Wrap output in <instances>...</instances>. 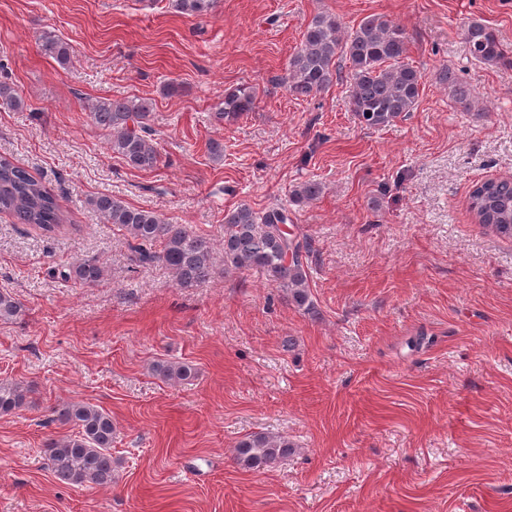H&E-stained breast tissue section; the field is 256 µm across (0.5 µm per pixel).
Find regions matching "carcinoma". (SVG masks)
I'll use <instances>...</instances> for the list:
<instances>
[{
  "mask_svg": "<svg viewBox=\"0 0 512 512\" xmlns=\"http://www.w3.org/2000/svg\"><path fill=\"white\" fill-rule=\"evenodd\" d=\"M216 0H175L185 15H207ZM472 59L484 65L509 62L495 32L484 22L473 20L464 28ZM41 52L61 65L69 62L73 49L66 41L45 34ZM349 63L350 106L359 122L367 128H381L415 109L423 76L407 56L404 30L381 15H370L347 31L333 14L318 13L306 26L299 50L288 60L281 81L297 97L324 92L340 76L338 60ZM440 80L448 83L455 102L471 104V88L445 70ZM256 92L249 86H236L224 93L222 117L237 119L255 108ZM21 100L7 83H0V107L17 108ZM85 109L95 125L109 132L112 154L128 166L140 170L157 167L160 154L154 142L149 116L152 102L144 98H97ZM321 194L316 181L302 184L292 192L295 202L314 200ZM88 205L108 224L125 232L130 240V260L137 266L162 264L182 287H191L205 279L212 268L214 243L184 224H170L148 209L127 205L112 195L100 194L88 199ZM469 209L477 223L503 238H512V180H486L474 185ZM0 212L16 216L22 224H31L52 233L70 222L57 197L8 156H0ZM288 212L273 207L261 213L247 205H238L224 213V269L246 271L263 269L270 280L286 289L288 297L300 307L311 306L308 294V244L288 233ZM104 269L99 260L83 258L62 274L66 281L81 285L100 282ZM25 315L23 304L8 291H0V321H12ZM161 378L180 382L194 376L187 363L158 361L153 364ZM29 390L17 382L0 379V416L10 415L26 404ZM56 420L71 423L76 432L48 443L47 468L61 482L71 485H108L112 483L114 426L112 416L89 403H70L54 410ZM293 453L287 439L255 434L239 441L236 463L246 470L275 467Z\"/></svg>",
  "mask_w": 512,
  "mask_h": 512,
  "instance_id": "obj_1",
  "label": "carcinoma"
}]
</instances>
